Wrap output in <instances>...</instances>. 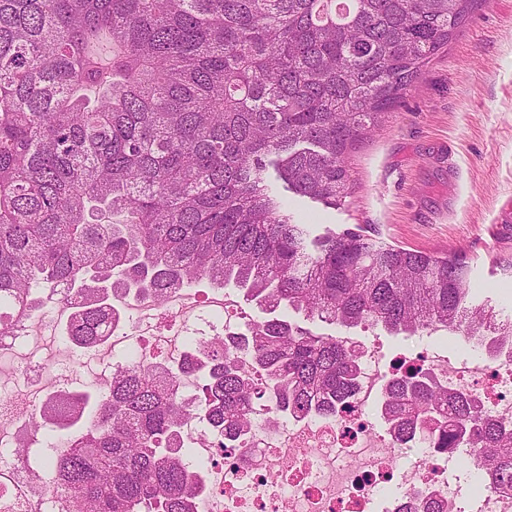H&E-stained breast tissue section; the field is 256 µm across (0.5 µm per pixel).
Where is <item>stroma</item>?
Wrapping results in <instances>:
<instances>
[{
    "label": "stroma",
    "instance_id": "obj_1",
    "mask_svg": "<svg viewBox=\"0 0 512 512\" xmlns=\"http://www.w3.org/2000/svg\"><path fill=\"white\" fill-rule=\"evenodd\" d=\"M350 195L327 208L306 198L290 212L410 251H455L472 268L475 300L512 316V0H479L380 130L347 157ZM118 357L56 340L45 354L67 389L94 383L81 361L110 374Z\"/></svg>",
    "mask_w": 512,
    "mask_h": 512
}]
</instances>
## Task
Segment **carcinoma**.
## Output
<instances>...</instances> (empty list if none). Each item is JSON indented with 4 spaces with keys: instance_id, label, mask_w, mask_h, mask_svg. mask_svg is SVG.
<instances>
[{
    "instance_id": "1",
    "label": "carcinoma",
    "mask_w": 512,
    "mask_h": 512,
    "mask_svg": "<svg viewBox=\"0 0 512 512\" xmlns=\"http://www.w3.org/2000/svg\"><path fill=\"white\" fill-rule=\"evenodd\" d=\"M474 5L0 0V337L63 299V336L89 350L120 319L112 296L160 303L202 280L264 314L230 342L191 340L176 367L129 353L103 382L48 394L29 425L63 438L38 466L57 512H196L191 412L225 448L262 399L293 417L347 403L358 354L284 311L391 335L442 328L512 358V319L474 304L462 258L315 234L284 198L342 204L349 152ZM186 371L203 378L197 400L179 391ZM381 415L403 439L425 429L440 449H470L512 485V431L427 370L387 380ZM40 507L0 472V512Z\"/></svg>"
}]
</instances>
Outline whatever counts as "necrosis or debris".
Segmentation results:
<instances>
[{
  "label": "necrosis or debris",
  "instance_id": "necrosis-or-debris-1",
  "mask_svg": "<svg viewBox=\"0 0 512 512\" xmlns=\"http://www.w3.org/2000/svg\"><path fill=\"white\" fill-rule=\"evenodd\" d=\"M132 320L115 324L111 343L148 342L178 362L187 353L189 335L221 329L239 335L249 320L237 300L212 298L202 309L182 303L180 291L163 302L123 300ZM357 351L358 388L336 413L281 421L274 404L253 407V431L244 443L220 449L199 416L183 426L206 454H222L208 467L209 481L199 512H424L437 504L441 512H465L462 495L451 489L447 470L453 455L437 450L431 437L416 434L403 442L378 422L382 386L392 375L413 367L445 372L453 391L474 399L490 421L512 428V362L476 354L448 364L436 347L434 332L422 338L413 356L385 361L378 341L342 336ZM412 453L404 468L388 464L391 453Z\"/></svg>",
  "mask_w": 512,
  "mask_h": 512
}]
</instances>
